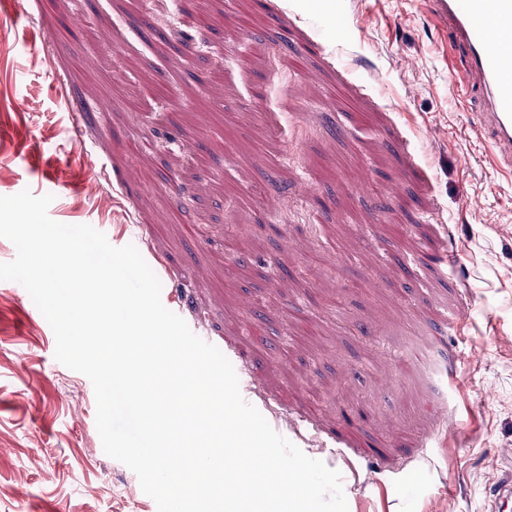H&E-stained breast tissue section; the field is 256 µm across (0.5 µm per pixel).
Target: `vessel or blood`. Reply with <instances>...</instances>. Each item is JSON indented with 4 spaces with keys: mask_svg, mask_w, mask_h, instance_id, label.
Here are the masks:
<instances>
[{
    "mask_svg": "<svg viewBox=\"0 0 512 512\" xmlns=\"http://www.w3.org/2000/svg\"><path fill=\"white\" fill-rule=\"evenodd\" d=\"M432 11L479 97L476 120L512 163V0H432ZM489 496L492 512H512V472Z\"/></svg>",
    "mask_w": 512,
    "mask_h": 512,
    "instance_id": "b4317fda",
    "label": "vessel or blood"
}]
</instances>
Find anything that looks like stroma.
I'll return each instance as SVG.
<instances>
[{"label": "stroma", "instance_id": "obj_1", "mask_svg": "<svg viewBox=\"0 0 512 512\" xmlns=\"http://www.w3.org/2000/svg\"><path fill=\"white\" fill-rule=\"evenodd\" d=\"M473 109L430 0L0 6V196L134 244L348 512H489L512 456V167ZM55 347L0 281V512H157Z\"/></svg>", "mask_w": 512, "mask_h": 512}]
</instances>
